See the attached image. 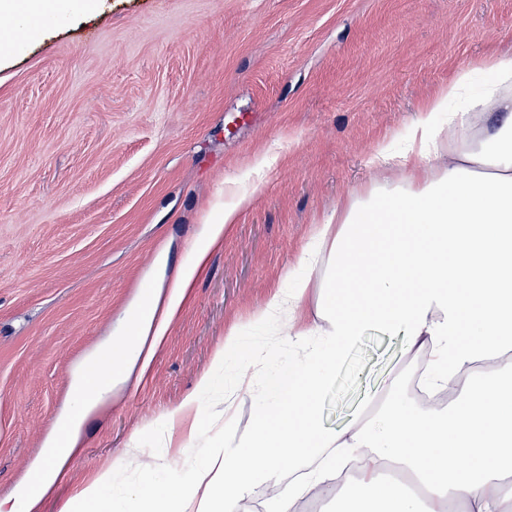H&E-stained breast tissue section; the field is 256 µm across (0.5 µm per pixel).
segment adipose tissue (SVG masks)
<instances>
[{
	"label": "adipose tissue",
	"mask_w": 512,
	"mask_h": 512,
	"mask_svg": "<svg viewBox=\"0 0 512 512\" xmlns=\"http://www.w3.org/2000/svg\"><path fill=\"white\" fill-rule=\"evenodd\" d=\"M374 167L391 179L338 202L269 292L250 325L278 322L294 353L277 385L239 362L240 323L195 390L163 414L179 442L156 460L127 449L125 464L165 471L153 489L128 488L125 512H239L255 487L266 512H299L330 498L337 512H512V50L460 69L417 111L402 147H378ZM253 197L242 192L208 225L171 288L152 289L124 335L95 356L105 376H77L82 410L98 408L134 367H148L209 252L223 243ZM404 337L422 361V385L448 403H415L388 375L342 429L319 409L348 349L368 329ZM235 365L223 408L203 401ZM253 424L238 433L239 404ZM223 427V444L209 441ZM206 447L181 465L186 447ZM113 469H98L59 512H112Z\"/></svg>",
	"instance_id": "obj_1"
}]
</instances>
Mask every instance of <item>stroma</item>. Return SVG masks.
<instances>
[{"label":"stroma","mask_w":512,"mask_h":512,"mask_svg":"<svg viewBox=\"0 0 512 512\" xmlns=\"http://www.w3.org/2000/svg\"><path fill=\"white\" fill-rule=\"evenodd\" d=\"M0 55V502L22 498L72 405V380L120 334L143 290L170 283L195 239L253 194L145 374L113 388L35 512H58L101 464L116 490L154 421L192 392L224 331L282 283L316 223L369 190V155L455 72L512 45V0H106L34 20ZM269 167H260V160ZM245 329L265 380L288 364ZM404 338L368 330L320 410L346 426Z\"/></svg>","instance_id":"stroma-1"}]
</instances>
